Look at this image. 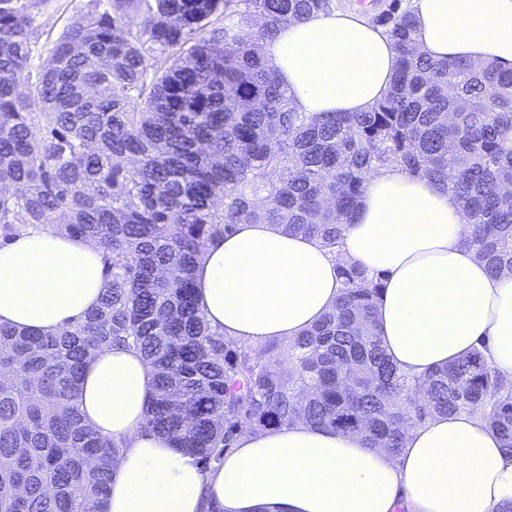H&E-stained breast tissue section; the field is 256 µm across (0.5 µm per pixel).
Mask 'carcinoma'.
<instances>
[{
	"mask_svg": "<svg viewBox=\"0 0 512 512\" xmlns=\"http://www.w3.org/2000/svg\"><path fill=\"white\" fill-rule=\"evenodd\" d=\"M48 0H0V240L28 226L102 246L108 279L80 322L0 325V512H105L122 442L93 430L81 381L133 348L154 391L146 427L205 472L245 431L303 423L402 450L412 425L476 416L512 453V379L487 346L411 377L375 331L380 276L342 268L341 296L281 345L212 333L195 300L208 244L277 224L335 250L366 177L385 166L453 192L469 246L512 276V68L416 52L411 0L364 12L398 53L369 112H298L263 54L336 0H91L32 65ZM288 359V372L278 364Z\"/></svg>",
	"mask_w": 512,
	"mask_h": 512,
	"instance_id": "1",
	"label": "carcinoma"
}]
</instances>
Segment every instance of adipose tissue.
I'll use <instances>...</instances> for the list:
<instances>
[{"label":"adipose tissue","instance_id":"ef3b65f1","mask_svg":"<svg viewBox=\"0 0 512 512\" xmlns=\"http://www.w3.org/2000/svg\"><path fill=\"white\" fill-rule=\"evenodd\" d=\"M415 46L434 59L512 67V0H412ZM264 53L301 112H367L390 87L397 52L349 12L288 24ZM458 198L396 167L370 174L335 252L274 224H242L209 244L195 271L198 308L243 345L287 340L331 310L338 267L382 278L376 332L388 357L422 376L478 346L512 378V276L494 277L466 246ZM106 287L103 251L31 226L0 244V323L44 334L82 320ZM152 370L133 349L95 354L82 384L87 423L121 441L106 512H500L512 457L467 414L408 431L399 456L302 423L244 432L215 471L145 428Z\"/></svg>","mask_w":512,"mask_h":512}]
</instances>
